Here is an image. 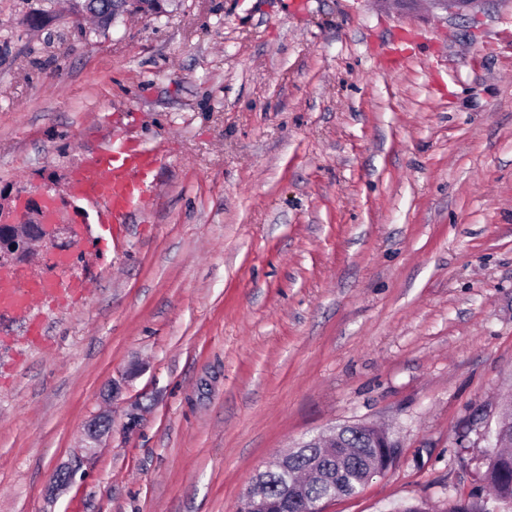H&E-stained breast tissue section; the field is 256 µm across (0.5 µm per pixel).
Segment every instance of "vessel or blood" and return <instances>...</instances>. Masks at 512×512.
Listing matches in <instances>:
<instances>
[{
    "instance_id": "b4317fda",
    "label": "vessel or blood",
    "mask_w": 512,
    "mask_h": 512,
    "mask_svg": "<svg viewBox=\"0 0 512 512\" xmlns=\"http://www.w3.org/2000/svg\"><path fill=\"white\" fill-rule=\"evenodd\" d=\"M159 161L157 153L123 144L90 158L78 171L74 189L100 205L103 223L121 224L150 194L148 179ZM68 271L67 264H55L51 276L30 286L1 278L0 316H26L48 300L72 292L78 283Z\"/></svg>"
}]
</instances>
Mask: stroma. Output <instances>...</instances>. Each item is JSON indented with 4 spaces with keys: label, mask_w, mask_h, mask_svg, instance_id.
Here are the masks:
<instances>
[{
    "label": "stroma",
    "mask_w": 512,
    "mask_h": 512,
    "mask_svg": "<svg viewBox=\"0 0 512 512\" xmlns=\"http://www.w3.org/2000/svg\"><path fill=\"white\" fill-rule=\"evenodd\" d=\"M122 142L162 161L110 234L73 182ZM51 184L91 287L42 346L0 319V512H235L357 423L401 452L324 512H512L483 480L512 392V0H167L104 29L0 0V188ZM433 10L467 19H475L485 0H429Z\"/></svg>",
    "instance_id": "35a3bbf8"
}]
</instances>
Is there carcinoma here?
Instances as JSON below:
<instances>
[{"instance_id": "obj_1", "label": "carcinoma", "mask_w": 512, "mask_h": 512, "mask_svg": "<svg viewBox=\"0 0 512 512\" xmlns=\"http://www.w3.org/2000/svg\"><path fill=\"white\" fill-rule=\"evenodd\" d=\"M79 4L104 21L103 29L112 22V8L119 7L124 13L131 7L127 0H79ZM375 437V429L354 424L339 428L337 447L331 450L318 447L312 438L306 440L304 447L288 456L287 468L262 476L261 491L248 504L250 512H266L276 506L288 512H308L313 502L357 495L376 475ZM506 453L512 457V444L488 452L483 477L496 498L512 502V475H505L502 467Z\"/></svg>"}]
</instances>
